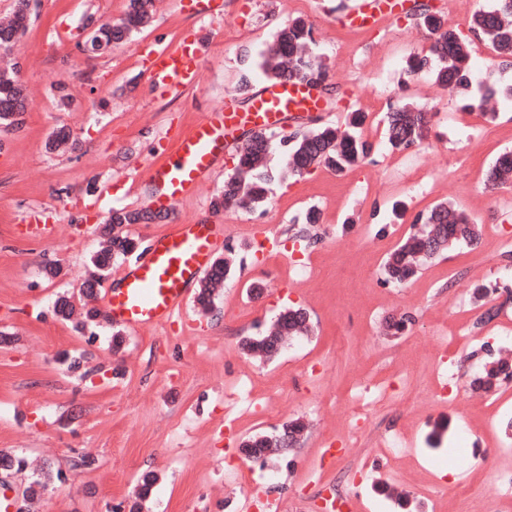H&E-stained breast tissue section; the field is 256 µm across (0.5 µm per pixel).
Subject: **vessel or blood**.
Listing matches in <instances>:
<instances>
[{"label":"vessel or blood","mask_w":512,"mask_h":512,"mask_svg":"<svg viewBox=\"0 0 512 512\" xmlns=\"http://www.w3.org/2000/svg\"><path fill=\"white\" fill-rule=\"evenodd\" d=\"M399 4L400 0H356L347 19L351 26L369 28L398 11ZM201 52L199 41L185 38L145 53L144 69L153 84L179 93L200 81ZM326 109L320 85L295 79L268 83L247 108L226 103L212 107L179 132L164 159L151 167L149 178L159 188L152 207L167 212L195 195L224 153L238 148L242 131H268ZM225 234V225L218 223L179 224L154 238L145 257L104 291L113 323L136 330L170 320L206 276L212 253Z\"/></svg>","instance_id":"obj_1"}]
</instances>
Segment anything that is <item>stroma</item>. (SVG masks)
<instances>
[{
    "instance_id": "stroma-1",
    "label": "stroma",
    "mask_w": 512,
    "mask_h": 512,
    "mask_svg": "<svg viewBox=\"0 0 512 512\" xmlns=\"http://www.w3.org/2000/svg\"><path fill=\"white\" fill-rule=\"evenodd\" d=\"M351 3L196 0L187 9L180 0H154L139 32L85 55L76 44L88 19H120L126 0H37L10 53L29 108L21 127L0 128V451L55 475L31 512H113L134 499L147 471L159 480L141 512H249L266 499L283 501L285 512H319L323 497L339 495L349 512H380L376 480L409 495L420 512H431L423 491L441 478L453 510L460 481L481 500L503 496L469 453L451 457L425 446L443 424L470 428L490 454L502 443L500 427L487 421V400L473 399L469 388L483 350L473 347L447 402H433L422 388L460 349L473 285L512 279V254L496 247L497 236L512 235V187L492 189L485 179L488 166L512 150V98L492 99V119L461 111L448 90L403 70L428 45L416 19L398 13L353 28L344 22ZM297 16L313 25L314 50L329 74L328 109L285 125V133L342 122L353 106L370 115L371 160L342 174L320 167L295 181L274 180L264 208L230 204L216 212L210 201L228 171L221 161L168 217L130 225L146 244L175 224L228 227L215 252L234 248L236 274L209 315L190 304L166 324L123 329L117 353L114 324L97 323L83 336L55 317L52 303L63 293L75 319L84 316L80 291L94 274L91 256L104 247L98 225L112 209L149 207L156 187L147 169L180 130L221 101L248 105L267 78L254 70L249 92H238L245 60H258ZM194 36L206 43L200 83L179 94L154 86L142 55ZM56 80L70 86L69 109L52 98ZM401 100L429 112L431 124L419 145L393 152L381 119ZM61 128L71 142L46 150ZM448 198L482 224L480 241L426 264L413 282L385 283L383 259L411 216ZM397 201L407 206L405 218L391 211ZM312 205L321 220L310 228L303 214ZM265 236L275 247L262 253L257 241ZM50 262L62 278L46 275ZM253 283L263 297L249 293ZM291 304L307 309L310 334L291 339L276 361L247 355L241 338L264 331ZM405 313L414 322L404 335L386 336V319ZM65 352L84 354L80 371L59 363ZM367 402L365 438L342 461L325 456L326 441L348 431L356 404ZM296 417L306 423L296 448L263 466L239 453L243 438ZM393 428L410 437V451L385 447ZM81 454L95 458L92 469H73Z\"/></svg>"
}]
</instances>
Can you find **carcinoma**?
Segmentation results:
<instances>
[{
	"label": "carcinoma",
	"instance_id": "carcinoma-1",
	"mask_svg": "<svg viewBox=\"0 0 512 512\" xmlns=\"http://www.w3.org/2000/svg\"><path fill=\"white\" fill-rule=\"evenodd\" d=\"M25 0H18L19 7L7 26L0 25V52L8 51L24 33L31 12L21 7ZM151 0H127L125 16L117 23L104 22L96 28L99 51L104 52L128 39L142 27L150 17ZM420 24L431 40L429 53L410 55L406 60L405 72L409 75L423 73L434 82L448 88L468 100H484L494 90L474 87L470 74V41L457 25L444 15L422 4L418 12ZM469 32L480 37L491 48V65L507 64L512 61V0H497L492 10L479 9L472 15ZM312 26L302 17L288 20L274 36V41L260 64L262 71L270 78L280 80L294 77L322 85L328 80V73L319 57L313 52ZM18 65L0 69V125L7 128L21 123L28 103L18 76ZM368 113L359 109L349 113L345 126L320 124L305 131L293 132L277 137L272 133L252 134L245 147L234 157V168L224 175V189L214 196L211 207L220 211L232 200L238 206L253 210L267 203L268 185L274 180L272 170L266 166L267 157L283 149V173L292 179L302 178L314 169L325 166L336 172H345L360 162L366 161L372 152V145L364 140L360 127ZM386 144L393 150H405L421 142L428 131L427 113L409 103L390 106L386 116ZM487 181L501 187L512 186V151L502 153L490 166ZM149 219L147 212L115 209L101 228L107 238L105 249L91 256L90 261L97 272L110 274L112 262L135 255L132 246L136 238L115 228L139 224ZM441 227L442 247L435 251L430 248L429 234L432 225ZM413 230L402 238L387 253L384 263L385 282L403 284L418 277L425 264L448 252L464 241L477 243L482 236V226L472 220L464 211L449 201L440 202L425 212L416 214L412 221ZM235 265L224 261L213 263L207 276L201 282L195 304L202 310L213 309L215 295L212 284L234 276ZM306 310L290 306L279 312L264 332L246 336L241 346L248 354L263 361L276 358L265 338L274 332L285 340L294 335L295 328L307 324ZM512 379V362L496 358L475 375L471 386L486 392ZM50 474L40 472L32 475L29 485L22 494V510L29 512L28 502L37 489L45 488Z\"/></svg>",
	"mask_w": 512,
	"mask_h": 512
}]
</instances>
